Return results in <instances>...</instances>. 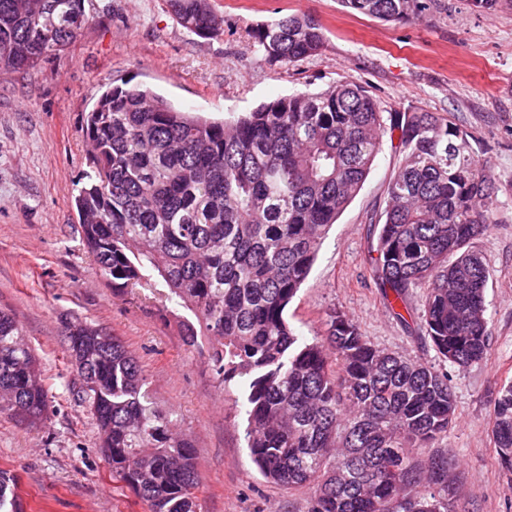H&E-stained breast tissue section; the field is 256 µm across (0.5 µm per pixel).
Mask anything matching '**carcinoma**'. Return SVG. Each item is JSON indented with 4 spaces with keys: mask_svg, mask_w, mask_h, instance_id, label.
I'll use <instances>...</instances> for the list:
<instances>
[{
    "mask_svg": "<svg viewBox=\"0 0 512 512\" xmlns=\"http://www.w3.org/2000/svg\"><path fill=\"white\" fill-rule=\"evenodd\" d=\"M391 24L425 0H341ZM179 24L221 35L212 0H167ZM92 22L83 0H0V69H32L68 49ZM259 62L286 67L318 54L321 25L290 15L258 25ZM398 134L400 162L377 225L374 276L386 299L425 293L421 331L443 361L466 367L489 347L488 271L473 241L498 188L450 119L414 108L385 113L362 86L263 102L226 122L180 110L123 81L88 113L90 170L75 197L84 246L112 288L152 287L193 313L186 343L214 339L221 385L242 384L246 448L261 476L311 489L310 512H454L451 464L419 451L448 434L456 400L448 372L388 351L343 314L300 344L288 305L332 224ZM67 327L79 351V397L112 471L152 512H195L190 441L152 406L142 368L116 337ZM49 389L17 321L0 309V416L30 425ZM492 437L512 473V384L493 403Z\"/></svg>",
    "mask_w": 512,
    "mask_h": 512,
    "instance_id": "1",
    "label": "carcinoma"
}]
</instances>
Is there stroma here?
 <instances>
[{
    "label": "stroma",
    "mask_w": 512,
    "mask_h": 512,
    "mask_svg": "<svg viewBox=\"0 0 512 512\" xmlns=\"http://www.w3.org/2000/svg\"><path fill=\"white\" fill-rule=\"evenodd\" d=\"M406 24L352 13L339 0H214L224 32L204 39L183 28L166 0H84L92 16L64 52L30 70H0V309L11 313L50 388L37 425L0 417V471L16 481L27 512H150L113 480L98 428L75 394L81 379L66 351V327L88 323L116 336L139 361L159 410L193 445L197 512H308L311 492L267 482L244 440L240 392L220 386L209 340L187 346L178 331L190 311L163 288L114 292L84 247L74 197L89 166L82 127L101 94L124 80L172 106L230 120L259 103L349 81L387 112L420 108L450 117L498 187L487 232L474 242L489 272L486 358L447 369L456 419L433 451L448 452V494L467 512H512V475L491 436L493 402L512 382V0L491 10L470 0H426ZM322 26L318 55L285 68L256 60L251 28L285 15ZM383 145L359 193L326 236L311 274L288 309L302 340L321 335L330 313L355 322L379 346L442 368L417 328L415 294L401 323L371 267L369 225L379 223L399 165Z\"/></svg>",
    "instance_id": "35a3bbf8"
}]
</instances>
